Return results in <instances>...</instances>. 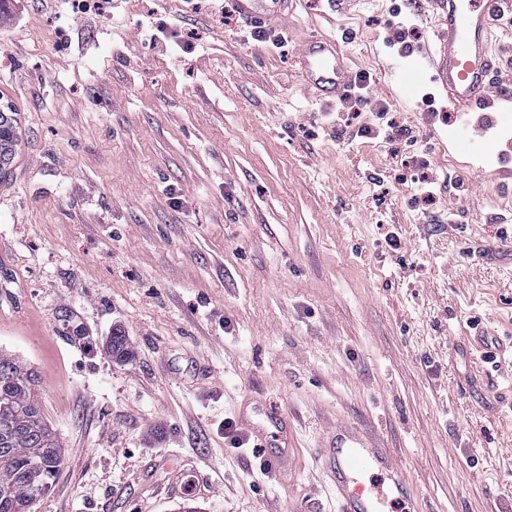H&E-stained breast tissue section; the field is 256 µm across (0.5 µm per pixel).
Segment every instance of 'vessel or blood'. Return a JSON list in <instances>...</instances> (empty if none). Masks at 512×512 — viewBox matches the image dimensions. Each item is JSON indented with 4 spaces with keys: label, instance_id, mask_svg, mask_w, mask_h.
<instances>
[{
    "label": "vessel or blood",
    "instance_id": "b4317fda",
    "mask_svg": "<svg viewBox=\"0 0 512 512\" xmlns=\"http://www.w3.org/2000/svg\"><path fill=\"white\" fill-rule=\"evenodd\" d=\"M291 0H234V8L250 29H271ZM441 26L431 45L401 48L405 57H421L438 95L459 111L453 141L475 154L496 143L500 172L512 171V138L497 140L502 127V102L491 90L495 71L494 25L512 0H433ZM304 81L320 99L335 104L350 89L354 75L338 42L310 38L302 45ZM248 433L256 447L271 448L268 465L285 471L293 443L287 416L273 407L256 408ZM321 454L327 463L337 512H390L394 503L414 502L412 484L391 449L372 443L356 428L341 426Z\"/></svg>",
    "mask_w": 512,
    "mask_h": 512
}]
</instances>
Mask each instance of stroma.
<instances>
[{
  "mask_svg": "<svg viewBox=\"0 0 512 512\" xmlns=\"http://www.w3.org/2000/svg\"><path fill=\"white\" fill-rule=\"evenodd\" d=\"M94 11L0 5V350L63 445L31 512H336L319 451L341 423L391 448L423 512H512V357L471 342L512 345V193L423 123L459 121L392 43L429 40L427 0H300L287 44L252 49L185 0ZM316 36L371 76L352 118L302 81ZM375 101L402 141L359 136ZM248 400L288 415L286 479L244 443ZM12 112H0V171L11 163L15 151L16 119Z\"/></svg>",
  "mask_w": 512,
  "mask_h": 512,
  "instance_id": "35a3bbf8",
  "label": "stroma"
}]
</instances>
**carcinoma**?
I'll return each instance as SVG.
<instances>
[{
	"instance_id": "obj_1",
	"label": "carcinoma",
	"mask_w": 512,
	"mask_h": 512,
	"mask_svg": "<svg viewBox=\"0 0 512 512\" xmlns=\"http://www.w3.org/2000/svg\"><path fill=\"white\" fill-rule=\"evenodd\" d=\"M15 127L13 113L0 112V171L13 158ZM109 351L115 360L126 357L127 336L114 334ZM34 386L35 374L0 351V512H30L62 464V445L41 415Z\"/></svg>"
}]
</instances>
